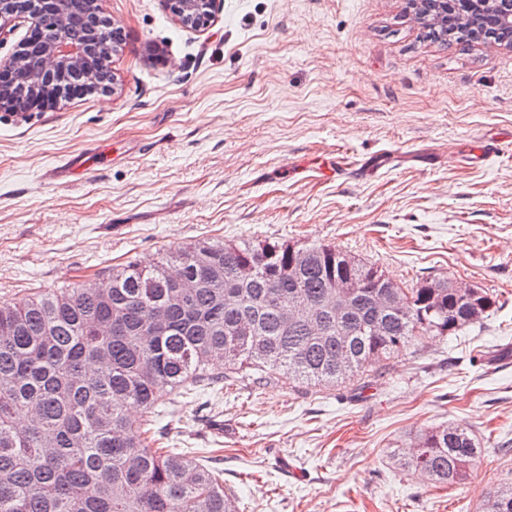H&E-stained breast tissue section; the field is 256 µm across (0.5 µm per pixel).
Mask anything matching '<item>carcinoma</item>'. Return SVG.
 Instances as JSON below:
<instances>
[{"label":"carcinoma","mask_w":512,"mask_h":512,"mask_svg":"<svg viewBox=\"0 0 512 512\" xmlns=\"http://www.w3.org/2000/svg\"><path fill=\"white\" fill-rule=\"evenodd\" d=\"M435 39L469 32L466 19L438 20ZM329 244L197 242L101 275L109 288L66 285L0 303V512H235L222 474L171 450L150 447L143 428L161 397L224 379V370L283 372L314 384L350 379L424 336H450L495 307L419 283L403 288L374 264ZM302 260L301 268L293 266ZM195 283L181 303L174 276ZM338 276L352 284L350 311L326 305ZM399 302L376 308L383 291ZM301 311L288 319V306ZM93 363L101 364L96 370ZM143 410L135 427L127 407ZM27 416L20 424L19 416ZM476 436L439 426L403 441L392 457L429 480L455 485L475 467ZM479 512H512V477Z\"/></svg>","instance_id":"carcinoma-1"}]
</instances>
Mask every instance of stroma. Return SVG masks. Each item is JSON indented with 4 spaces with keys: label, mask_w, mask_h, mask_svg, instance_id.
Returning <instances> with one entry per match:
<instances>
[{
    "label": "stroma",
    "mask_w": 512,
    "mask_h": 512,
    "mask_svg": "<svg viewBox=\"0 0 512 512\" xmlns=\"http://www.w3.org/2000/svg\"><path fill=\"white\" fill-rule=\"evenodd\" d=\"M112 90L0 111V302L200 241L324 243L405 287L484 289L487 319L333 387L242 375L153 429L237 512H477L512 473V48L431 41L408 0H102ZM454 423L483 453L434 486L391 452ZM163 2L183 27L198 30L214 23L222 0H163Z\"/></svg>",
    "instance_id": "1"
}]
</instances>
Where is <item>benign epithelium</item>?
I'll list each match as a JSON object with an SVG mask.
<instances>
[{"label":"benign epithelium","mask_w":512,"mask_h":512,"mask_svg":"<svg viewBox=\"0 0 512 512\" xmlns=\"http://www.w3.org/2000/svg\"><path fill=\"white\" fill-rule=\"evenodd\" d=\"M15 0H0V33L13 20L30 16L31 25L21 50L6 63L0 62V110L29 112L54 107L69 93L68 76L87 74V83L97 81L93 60L110 68L112 54L119 43L111 42L99 31L104 16L101 0H70L74 6L62 9L58 0H26L18 12ZM185 28L209 27L219 12L222 0H163ZM493 19L503 28L512 27V0L496 4ZM27 88L24 99L16 98V85ZM350 282L336 280V310L348 311Z\"/></svg>","instance_id":"7a95c632"}]
</instances>
